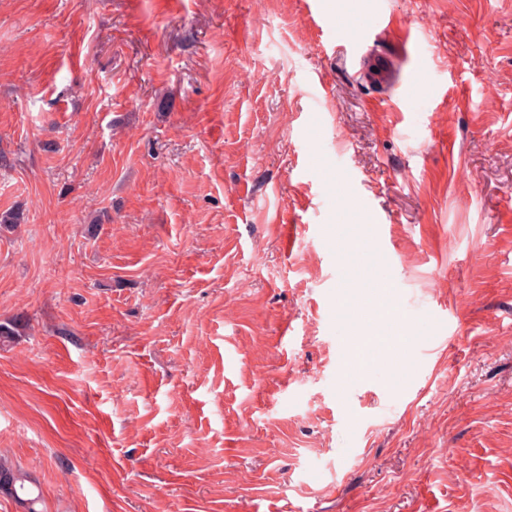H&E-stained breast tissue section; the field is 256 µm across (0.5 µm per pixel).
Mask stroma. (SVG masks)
<instances>
[{
	"mask_svg": "<svg viewBox=\"0 0 512 512\" xmlns=\"http://www.w3.org/2000/svg\"><path fill=\"white\" fill-rule=\"evenodd\" d=\"M8 212L44 512H512V0H0ZM374 319L376 327L372 331L359 332L351 344L352 358L358 367H362L368 360L371 347L404 339L400 337L404 336V333L399 330L403 320L396 309L379 303L375 308Z\"/></svg>",
	"mask_w": 512,
	"mask_h": 512,
	"instance_id": "1",
	"label": "stroma"
}]
</instances>
